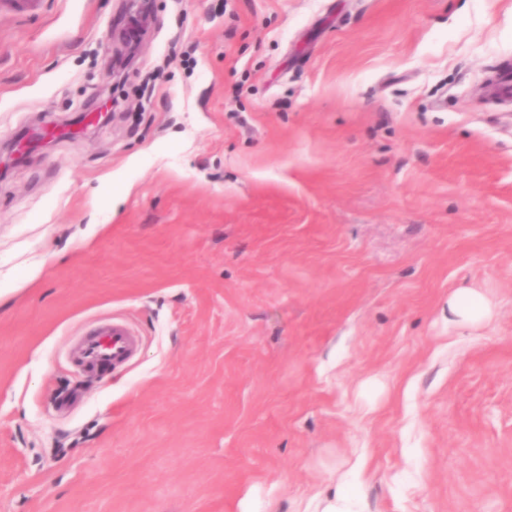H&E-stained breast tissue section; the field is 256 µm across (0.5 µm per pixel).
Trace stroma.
Returning a JSON list of instances; mask_svg holds the SVG:
<instances>
[{
	"label": "stroma",
	"mask_w": 512,
	"mask_h": 512,
	"mask_svg": "<svg viewBox=\"0 0 512 512\" xmlns=\"http://www.w3.org/2000/svg\"><path fill=\"white\" fill-rule=\"evenodd\" d=\"M132 19L0 10V512H512V0ZM490 95L512 103V66L500 69L490 84ZM449 324L477 322L491 313L490 303L482 292L475 288H463L457 291L448 305ZM137 349V339L120 323L109 330L85 337L78 356V365L87 376L105 374L125 365Z\"/></svg>",
	"instance_id": "1"
}]
</instances>
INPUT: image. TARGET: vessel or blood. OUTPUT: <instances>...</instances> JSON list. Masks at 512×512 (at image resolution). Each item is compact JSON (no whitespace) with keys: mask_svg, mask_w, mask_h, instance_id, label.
I'll return each mask as SVG.
<instances>
[{"mask_svg":"<svg viewBox=\"0 0 512 512\" xmlns=\"http://www.w3.org/2000/svg\"><path fill=\"white\" fill-rule=\"evenodd\" d=\"M492 97L512 103V66L500 69L491 85ZM137 349V339L123 324L85 337L78 356L81 370L89 376L125 365Z\"/></svg>","mask_w":512,"mask_h":512,"instance_id":"1","label":"vessel or blood"}]
</instances>
